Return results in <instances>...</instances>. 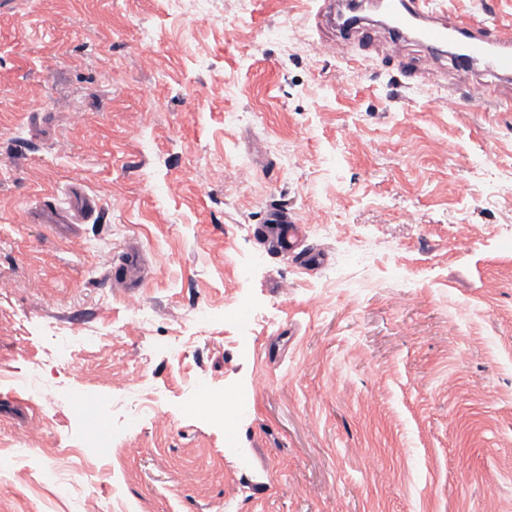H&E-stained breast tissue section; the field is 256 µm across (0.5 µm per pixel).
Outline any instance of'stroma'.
Here are the masks:
<instances>
[{
  "mask_svg": "<svg viewBox=\"0 0 512 512\" xmlns=\"http://www.w3.org/2000/svg\"><path fill=\"white\" fill-rule=\"evenodd\" d=\"M437 5L512 24V0ZM313 10L0 0V512H512V85L465 101L416 42L406 79L380 25L314 55L336 33ZM73 186L95 210L72 235L32 219ZM310 209L335 233L303 225L305 267L270 217ZM130 253L141 277L112 285ZM134 368L168 418L98 455L82 408L111 435ZM195 377L252 403L232 455Z\"/></svg>",
  "mask_w": 512,
  "mask_h": 512,
  "instance_id": "stroma-1",
  "label": "stroma"
}]
</instances>
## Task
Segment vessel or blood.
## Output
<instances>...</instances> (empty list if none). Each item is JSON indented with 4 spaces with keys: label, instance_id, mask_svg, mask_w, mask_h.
I'll list each match as a JSON object with an SVG mask.
<instances>
[{
    "label": "vessel or blood",
    "instance_id": "vessel-or-blood-1",
    "mask_svg": "<svg viewBox=\"0 0 512 512\" xmlns=\"http://www.w3.org/2000/svg\"><path fill=\"white\" fill-rule=\"evenodd\" d=\"M379 8L389 34L386 55L403 61L408 42L422 44L430 53L450 54L457 71L470 74L477 67L495 78L512 79V28L489 26L463 15L451 16L436 9L434 0H379ZM94 202L80 192H71L66 201H53L38 214L40 223L56 225L68 234L73 225L92 214Z\"/></svg>",
    "mask_w": 512,
    "mask_h": 512
}]
</instances>
